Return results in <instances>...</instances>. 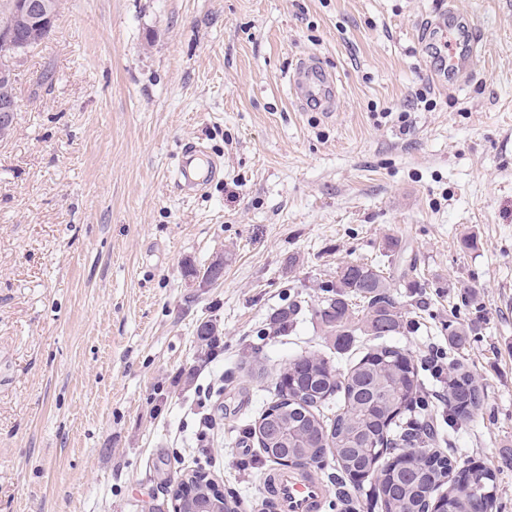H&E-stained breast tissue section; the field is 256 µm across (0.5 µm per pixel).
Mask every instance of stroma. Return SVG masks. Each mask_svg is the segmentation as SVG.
Masks as SVG:
<instances>
[{
    "label": "stroma",
    "instance_id": "35a3bbf8",
    "mask_svg": "<svg viewBox=\"0 0 512 512\" xmlns=\"http://www.w3.org/2000/svg\"><path fill=\"white\" fill-rule=\"evenodd\" d=\"M450 3L483 36L455 92L421 43ZM310 54L337 77L333 117L288 85ZM16 70L0 512H164L192 470L237 512H272L248 430L285 364L314 353L343 372L375 345L358 333L337 351L311 317L350 262L380 266L414 323L385 344L417 363L446 351L478 377L482 409L437 446L492 471V512H512V0H62ZM191 143L222 164L201 194L174 187ZM213 262L220 283L188 277ZM452 311L472 329L461 354ZM205 322L224 341L209 362Z\"/></svg>",
    "mask_w": 512,
    "mask_h": 512
}]
</instances>
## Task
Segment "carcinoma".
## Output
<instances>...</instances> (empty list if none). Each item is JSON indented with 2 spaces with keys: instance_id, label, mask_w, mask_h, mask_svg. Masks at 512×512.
Listing matches in <instances>:
<instances>
[{
  "instance_id": "carcinoma-1",
  "label": "carcinoma",
  "mask_w": 512,
  "mask_h": 512,
  "mask_svg": "<svg viewBox=\"0 0 512 512\" xmlns=\"http://www.w3.org/2000/svg\"><path fill=\"white\" fill-rule=\"evenodd\" d=\"M336 296L315 311L316 318L336 335V350L348 348L352 330L362 325L368 334L387 326L385 335L402 333L404 317L390 292L383 271L365 263H347L336 271ZM448 342L466 350L470 336L460 322L448 326ZM408 354L394 346H378L344 373L324 358L305 355L286 364L279 384V401L269 406L254 427L267 458L271 448L313 460L331 456L337 498L346 512L354 499L344 492L345 477L368 471L384 445L402 450L420 448L430 463L418 458L404 466L378 471L377 495L369 507L381 512H428L429 487L448 485L439 512H476L496 498V475L487 469L472 471L463 481L449 479L452 462L431 452L440 431L433 417L417 410V420L401 426L403 410L417 401L418 370ZM340 396L333 417L322 412L326 401ZM485 394L475 375L458 358L448 360V427L471 419L484 404Z\"/></svg>"
}]
</instances>
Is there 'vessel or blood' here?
Returning <instances> with one entry per match:
<instances>
[{"label":"vessel or blood","mask_w":512,"mask_h":512,"mask_svg":"<svg viewBox=\"0 0 512 512\" xmlns=\"http://www.w3.org/2000/svg\"><path fill=\"white\" fill-rule=\"evenodd\" d=\"M427 32L433 48L439 51L438 57L431 60L433 75L454 85L464 83L480 47L457 9L451 6L441 10ZM289 84L295 98L308 105L326 110L337 99L334 73L325 69L315 56L299 59L289 76ZM219 172L217 162L206 158L204 148L193 145L178 162L174 184L182 192L198 193ZM274 487L281 512H319L328 495L323 482L312 478L302 480L287 473L276 477Z\"/></svg>","instance_id":"1"}]
</instances>
